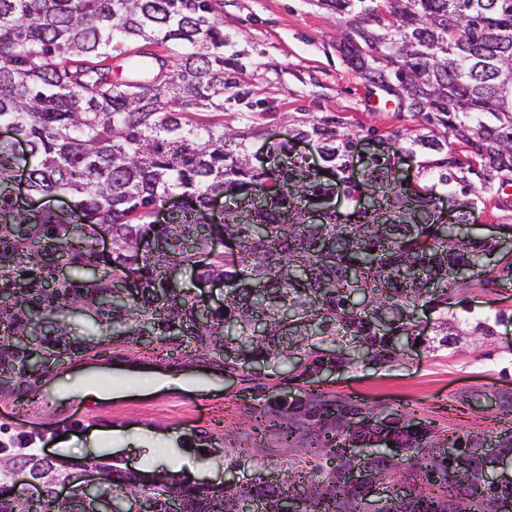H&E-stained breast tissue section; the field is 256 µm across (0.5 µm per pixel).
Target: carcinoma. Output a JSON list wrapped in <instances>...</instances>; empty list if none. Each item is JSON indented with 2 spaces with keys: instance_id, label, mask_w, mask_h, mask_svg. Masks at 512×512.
<instances>
[{
  "instance_id": "carcinoma-1",
  "label": "carcinoma",
  "mask_w": 512,
  "mask_h": 512,
  "mask_svg": "<svg viewBox=\"0 0 512 512\" xmlns=\"http://www.w3.org/2000/svg\"><path fill=\"white\" fill-rule=\"evenodd\" d=\"M353 36L339 42L344 62L363 80L424 121L399 147L426 156L427 183L404 184L396 161L375 154L352 171L359 134L334 121L310 120L278 143L257 141L255 121L232 129L220 120L224 33L208 0H0V127L28 147L20 159L0 143V392L28 377L39 352L46 361L87 355L109 336L127 343L191 345L225 367L290 360L302 350L316 367H341L354 355L390 362L415 335L418 307L437 314L432 349L455 343L448 317L453 271L497 248L438 223L444 202L473 215L479 192L512 176V0H318ZM141 40L169 52L127 56ZM307 138L318 170L290 155ZM465 145L461 160L449 148ZM29 194L65 195V215L14 194L19 166ZM254 185L260 192L240 191ZM343 195L352 211L327 208ZM224 196V212L210 200ZM171 196L180 208L167 223L152 209ZM237 241L235 253L213 248L214 226ZM152 248L138 251V237ZM107 234L108 254L96 247ZM210 259L202 265L200 253ZM178 267L194 287L170 278ZM224 280V303L203 304L197 284ZM92 320L78 334L72 321ZM261 318V331L254 329ZM331 414L336 434L322 453L336 461L308 486L292 477H260L248 487L191 483L174 473L149 477L91 461L114 500L145 501L148 512H279L290 492L302 512H512V486L491 489L488 449L456 438V460L427 430L396 427L389 440L410 448V472L436 491L409 492L376 505L351 471L395 470L373 452L355 461L345 448L379 432L365 413L351 432L341 420L354 408L310 399ZM25 468L43 488L36 502L12 479ZM81 467L31 449L0 446V512H99L82 489ZM72 497L60 501L56 487Z\"/></svg>"
}]
</instances>
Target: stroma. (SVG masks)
<instances>
[{
	"label": "stroma",
	"mask_w": 512,
	"mask_h": 512,
	"mask_svg": "<svg viewBox=\"0 0 512 512\" xmlns=\"http://www.w3.org/2000/svg\"><path fill=\"white\" fill-rule=\"evenodd\" d=\"M210 17L224 32V70L235 81L224 99V123L241 126L242 113H252L265 137L279 142L301 122L330 116L358 132L362 146L355 167L371 154L392 148L398 135L421 130L422 121L410 112L385 105L379 89L348 68L339 51L342 22L319 7L317 0H210ZM486 209L477 211L471 233L498 234L512 225V184L489 192ZM449 310L465 334L452 346L428 349L426 343L407 345L403 358L385 365L363 360L309 377L308 356L299 353L288 365L258 363L255 372L225 370L223 362L184 347L143 350L135 344L109 343L110 367L83 368L101 379L103 387L128 388L125 398L112 402L91 423L78 418L87 401L62 396L54 417L24 412L0 417L5 437L28 434L41 454L57 457V437L68 442L70 460L92 457L125 467L137 464L126 449L102 453L95 442L98 430L112 427L153 431L160 452L171 459L172 472L195 480L208 458L223 463L215 485L240 486L258 476L284 477L299 468L307 476L326 472L317 451L320 436L306 413L310 394L346 403L358 402L382 423L398 422L418 429L431 427L434 437L449 434L497 442L506 418L501 396L512 395V283H496L488 267L467 274L453 295ZM508 314L495 336L472 333L475 320L494 321L496 311ZM139 364L161 372H186L197 387L182 391L142 388L135 376H111V368ZM290 407L289 425L296 433L285 443L279 427L253 437L249 427L258 416L280 419ZM239 458L240 468L229 465Z\"/></svg>",
	"instance_id": "stroma-1"
}]
</instances>
